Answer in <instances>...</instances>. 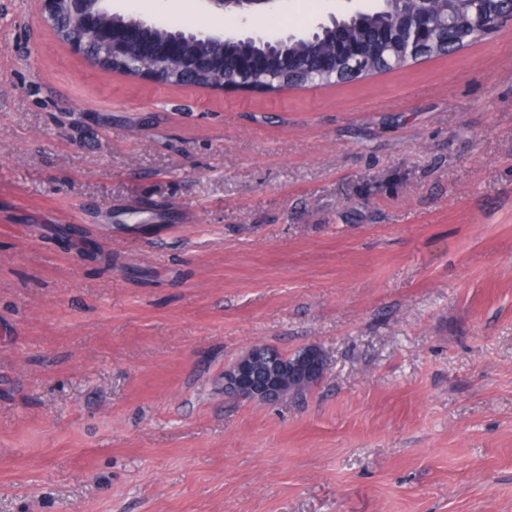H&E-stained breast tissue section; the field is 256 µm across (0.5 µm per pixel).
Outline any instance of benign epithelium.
<instances>
[{
	"instance_id": "benign-epithelium-1",
	"label": "benign epithelium",
	"mask_w": 512,
	"mask_h": 512,
	"mask_svg": "<svg viewBox=\"0 0 512 512\" xmlns=\"http://www.w3.org/2000/svg\"><path fill=\"white\" fill-rule=\"evenodd\" d=\"M43 23L73 54L78 55L104 73L120 74L135 81L180 86V78H193L201 64L206 63L224 75L228 60L241 40L257 42L264 53L256 55L246 66L233 67L229 81L211 86L248 91L255 77L267 74L271 54L294 38L308 39L326 23H336V14L314 21L303 32H287L278 37L265 35L256 29L241 30L226 35L213 30L174 28L157 39L151 35L156 24L137 18L120 33H115L112 19L119 12L112 0H33ZM208 10L217 17L228 13L247 20L276 0H205ZM394 17L393 26L380 33V43L402 50L413 58L442 29L450 26L449 14L444 13L436 0H389ZM448 5H466L473 18L466 33L469 44L496 34L507 22H512V0H448ZM188 43L212 50L209 58H190L184 51ZM367 43L345 38L333 52L317 60L318 72L330 75L337 72L339 63H352V73L364 77L363 64ZM327 367L325 353L317 346H306L296 358H285L281 352L264 343H256L224 369V394L250 402L275 403L283 399L289 387H314Z\"/></svg>"
}]
</instances>
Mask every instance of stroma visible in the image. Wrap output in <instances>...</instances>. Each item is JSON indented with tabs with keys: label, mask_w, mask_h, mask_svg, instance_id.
I'll return each instance as SVG.
<instances>
[{
	"label": "stroma",
	"mask_w": 512,
	"mask_h": 512,
	"mask_svg": "<svg viewBox=\"0 0 512 512\" xmlns=\"http://www.w3.org/2000/svg\"><path fill=\"white\" fill-rule=\"evenodd\" d=\"M179 3L126 5L211 25ZM256 343L319 346L323 379L225 397ZM0 512H512V23L213 93L0 0Z\"/></svg>",
	"instance_id": "1"
}]
</instances>
